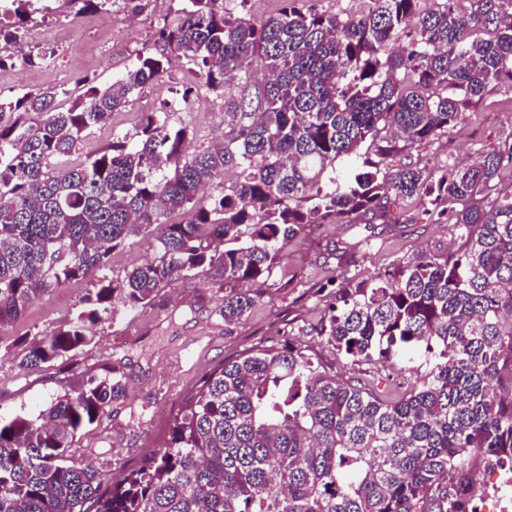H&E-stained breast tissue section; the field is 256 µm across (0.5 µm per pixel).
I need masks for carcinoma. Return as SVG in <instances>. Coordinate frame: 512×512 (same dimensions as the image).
<instances>
[{"label":"carcinoma","instance_id":"obj_1","mask_svg":"<svg viewBox=\"0 0 512 512\" xmlns=\"http://www.w3.org/2000/svg\"><path fill=\"white\" fill-rule=\"evenodd\" d=\"M27 2L14 0L0 42L17 40ZM248 2L188 0L121 77L71 102L53 88L0 101V325L93 279L65 322L0 347L19 349L25 372L72 364L118 306L145 311L196 276L224 292L228 335L305 227L399 224L392 207L423 198L458 252L372 282L345 275L310 326L337 355L396 359L420 378L390 400L306 349L256 347L204 377L164 447L114 474L70 455L124 391L115 369L87 374L38 417L0 418V512H479L471 471H512V143L436 179L389 163L512 86V0H364L355 14L285 0L261 21ZM175 60L224 97L223 140L188 154L187 127L145 112L60 162ZM137 237L153 256L108 277Z\"/></svg>","mask_w":512,"mask_h":512}]
</instances>
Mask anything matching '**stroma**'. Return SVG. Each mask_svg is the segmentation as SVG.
Masks as SVG:
<instances>
[{"mask_svg":"<svg viewBox=\"0 0 512 512\" xmlns=\"http://www.w3.org/2000/svg\"><path fill=\"white\" fill-rule=\"evenodd\" d=\"M50 15L69 26L71 46H47V61L30 68L23 77L11 69L0 71V98L20 92L61 86L71 96L83 93L84 78L105 86L133 63L136 54L151 44L156 28L177 18L186 0H150L136 16L111 7L112 26L79 15L71 0H49ZM195 78L187 67L168 68L152 84L135 93L132 105L115 113L108 126L94 129L69 156V163L84 160L87 153L111 142L116 131H134L141 113L160 110L181 98ZM224 101L216 96L198 100L192 113L173 112L174 123L188 127L187 146L195 150L224 137ZM512 138V89L504 87L492 97L471 105L464 120L448 135L429 146L392 158L399 166L414 161L431 166L433 160L456 156L470 159L479 150ZM371 247L353 248L354 232L345 224H319L304 230L285 251L268 282L265 295L235 328L225 335L218 316L221 294L209 280L191 277L164 288L153 307L144 312H124L113 321L95 327V340L72 369L62 366L22 372L12 354L0 350V417H36L49 402L69 391L85 373L103 374L119 369L125 394L93 426L77 436L71 453L112 471L135 469L143 456L162 447L181 402L198 389L202 378L222 362L261 345L299 344L336 362L343 380H359L388 397H396L417 378L416 372L394 361H351L334 352L310 333L308 326L327 308L329 293L339 284L341 272L365 279L403 259L418 254H447L455 240L449 225L430 223L421 202L405 208L400 225L372 224L367 228ZM347 249L344 262L336 252ZM302 278V288L286 283ZM89 287L79 281L36 300L25 315L0 329L17 338L32 336L59 325L76 311Z\"/></svg>","mask_w":512,"mask_h":512,"instance_id":"1","label":"stroma"}]
</instances>
